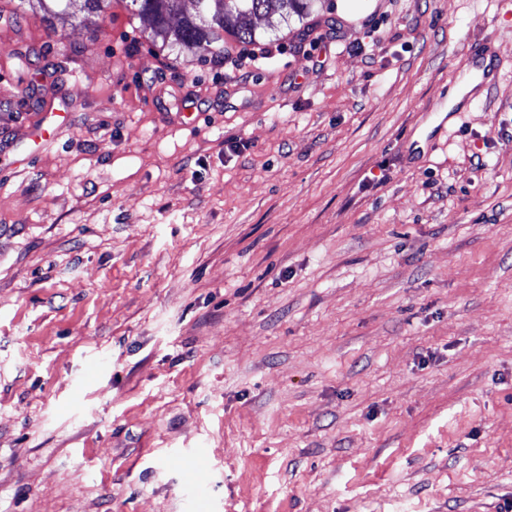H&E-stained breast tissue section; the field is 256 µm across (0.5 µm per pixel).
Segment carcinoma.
<instances>
[{
    "label": "carcinoma",
    "instance_id": "cac0c4a2",
    "mask_svg": "<svg viewBox=\"0 0 512 512\" xmlns=\"http://www.w3.org/2000/svg\"><path fill=\"white\" fill-rule=\"evenodd\" d=\"M37 5L42 18L53 20L69 13L76 0H27ZM129 6L151 30L155 39L173 40L187 50L202 46L217 56L224 52V35L238 42L260 39L254 20L279 16L286 21L305 15L314 0H192L193 12L184 7V0H127ZM177 24H172L173 19Z\"/></svg>",
    "mask_w": 512,
    "mask_h": 512
}]
</instances>
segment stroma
Returning a JSON list of instances; mask_svg holds the SVG:
<instances>
[{
    "mask_svg": "<svg viewBox=\"0 0 512 512\" xmlns=\"http://www.w3.org/2000/svg\"><path fill=\"white\" fill-rule=\"evenodd\" d=\"M256 25L243 80L0 0V512L512 503V63L445 113L512 0Z\"/></svg>",
    "mask_w": 512,
    "mask_h": 512,
    "instance_id": "obj_1",
    "label": "stroma"
}]
</instances>
